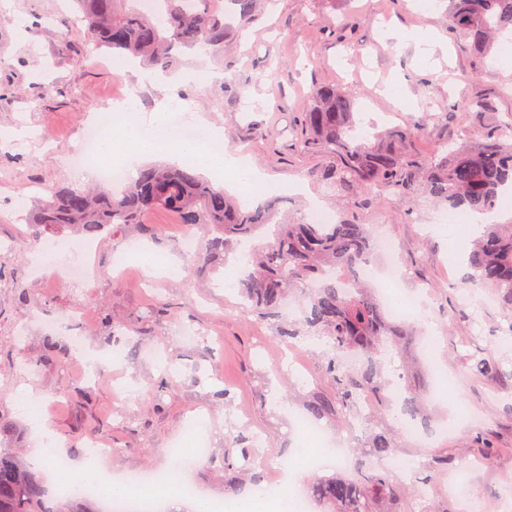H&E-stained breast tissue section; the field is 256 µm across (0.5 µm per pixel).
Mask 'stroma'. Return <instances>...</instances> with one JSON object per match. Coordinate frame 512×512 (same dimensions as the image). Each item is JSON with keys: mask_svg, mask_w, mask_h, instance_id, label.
I'll return each mask as SVG.
<instances>
[{"mask_svg": "<svg viewBox=\"0 0 512 512\" xmlns=\"http://www.w3.org/2000/svg\"><path fill=\"white\" fill-rule=\"evenodd\" d=\"M447 5L416 13L409 0H274L262 21L248 28L238 49L181 54L174 83L143 87L142 117L176 96L208 122L223 128L224 147L288 187L289 212L320 205L333 219L366 225L389 236L393 257L409 272V288L425 286L411 321L442 341L422 379L440 370L460 397L431 406L435 431L421 442L401 441L398 452L412 471L431 455L459 449L458 469L469 472L468 495L484 512H502L500 493L512 477V458L492 469L469 452L462 430L449 429L458 409L475 414L478 427L499 447L512 448V382L474 380L465 362L471 340L512 355L502 326L512 311L463 280L471 238L447 229L428 234L434 212L404 196L379 197L357 187L335 199L314 177L340 164L305 148L304 112L315 86L335 84L357 93L359 125L366 135L408 122L422 126L408 154L430 159L438 142L477 143L512 116V65L506 50L476 54L468 40L448 32ZM429 30L446 49L434 63L421 61L413 43L394 45L392 31ZM96 47L75 20L73 0H0V418L14 425L8 441L21 455L38 447L40 428L15 403L27 395L47 411L50 444L70 463L95 440L112 451L100 467L115 476L168 469L189 420L202 424L210 448L189 476L201 498L238 500L254 488L263 464L279 465L298 444L296 419L329 386L321 371L322 344L298 338L309 366L300 374L274 321L244 312L228 266L243 267L241 251L216 260L199 278L195 256L184 255V231L175 213L150 214L145 225L126 224L96 240L89 257L91 284L60 282L55 268L37 269L43 243L26 222L13 218L17 201L34 206L57 186H96L93 166L71 157L84 144L81 128L93 110L110 111L125 86L138 84L141 67L126 76ZM482 96L493 105L480 122L462 120L461 101ZM156 231L144 235V226ZM167 258L177 276H149L138 258L125 272L111 268L114 251L128 241ZM81 340L83 360L71 353ZM233 468H225V455Z\"/></svg>", "mask_w": 512, "mask_h": 512, "instance_id": "1", "label": "stroma"}]
</instances>
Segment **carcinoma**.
Wrapping results in <instances>:
<instances>
[{
  "instance_id": "obj_1",
  "label": "carcinoma",
  "mask_w": 512,
  "mask_h": 512,
  "mask_svg": "<svg viewBox=\"0 0 512 512\" xmlns=\"http://www.w3.org/2000/svg\"><path fill=\"white\" fill-rule=\"evenodd\" d=\"M82 19L100 47L140 59L148 69H169L181 49L214 53L224 48L262 15V0H225L222 9L207 7L209 0H155L154 14L126 9L130 0H76ZM451 32L470 40L481 56L493 50L499 36L512 33V0H448ZM355 95L334 86L315 88L304 114L308 145L339 154L342 165L315 175L334 194L358 184L380 193L425 198L438 207L490 213L501 193L512 189V135L500 133L483 142L463 145L443 142L430 161L421 163L404 152L422 126L408 124L389 130L384 140L369 143L356 135ZM489 105L472 99L459 105L463 117H484ZM281 198L244 212L238 204L203 176L162 163L142 165L120 191L91 193L62 187L42 200L32 228H73L88 238L112 226L143 224L155 209L176 213L192 229L211 227L213 235L198 255L200 268L236 249L243 239L273 224V240L250 254L248 274L239 282L246 310L276 321V336L283 342L297 336H324L330 350L322 370L332 391L316 396L308 412L316 419L334 417L344 425L361 388L373 390L382 409L398 407L405 418L428 426L429 396L416 385H405V395L393 401L385 396L392 384L384 362L399 358L409 365L421 338L413 325L388 318L371 285L355 281L357 271L374 261L373 236L360 224L342 220L313 224L282 211ZM467 282L488 289L512 308V224H488L468 254ZM296 294L303 298L300 317L283 316V304ZM357 352L365 359L345 364L344 354ZM474 380L512 378V369L493 353L477 348L467 357ZM484 466H492L506 449L481 434L471 438ZM369 454L385 457L397 448L394 431L371 429ZM456 451L432 457L414 475V485L393 480L390 472L358 462L354 477L337 475L311 483L307 492L320 512H404L402 506L432 488L454 466ZM0 512H98L95 502L71 499L51 505L41 474L12 448H0Z\"/></svg>"
}]
</instances>
